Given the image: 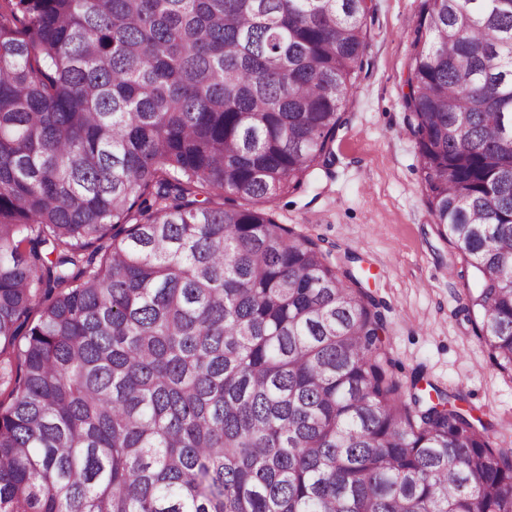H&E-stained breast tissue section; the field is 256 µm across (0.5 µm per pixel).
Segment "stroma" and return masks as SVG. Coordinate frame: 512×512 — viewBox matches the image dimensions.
Instances as JSON below:
<instances>
[{
	"instance_id": "obj_1",
	"label": "stroma",
	"mask_w": 512,
	"mask_h": 512,
	"mask_svg": "<svg viewBox=\"0 0 512 512\" xmlns=\"http://www.w3.org/2000/svg\"><path fill=\"white\" fill-rule=\"evenodd\" d=\"M424 0H371L375 23L363 70L344 103L330 171L307 191L273 200L278 223L319 240L383 305L386 349L401 378L458 394L479 410L494 446L512 448V374L490 365L460 313L467 280L429 212L414 140L405 132L403 81L411 29Z\"/></svg>"
}]
</instances>
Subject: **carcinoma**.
<instances>
[{
    "label": "carcinoma",
    "mask_w": 512,
    "mask_h": 512,
    "mask_svg": "<svg viewBox=\"0 0 512 512\" xmlns=\"http://www.w3.org/2000/svg\"><path fill=\"white\" fill-rule=\"evenodd\" d=\"M3 2L0 512H512V449L406 400L380 303L256 207L334 156L366 0ZM411 46L460 311L512 373V0H424Z\"/></svg>",
    "instance_id": "carcinoma-1"
}]
</instances>
